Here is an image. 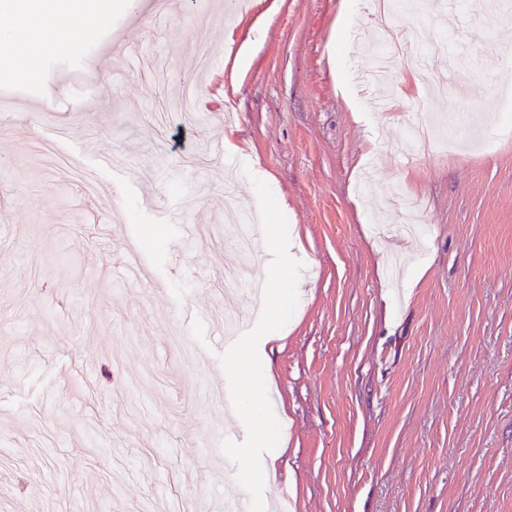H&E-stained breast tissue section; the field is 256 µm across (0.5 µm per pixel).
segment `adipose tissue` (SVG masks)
I'll list each match as a JSON object with an SVG mask.
<instances>
[{
    "label": "adipose tissue",
    "instance_id": "1",
    "mask_svg": "<svg viewBox=\"0 0 512 512\" xmlns=\"http://www.w3.org/2000/svg\"><path fill=\"white\" fill-rule=\"evenodd\" d=\"M136 0H0V15L19 18L0 32V70L35 76L43 56L71 48L78 36L101 26L117 9L133 10Z\"/></svg>",
    "mask_w": 512,
    "mask_h": 512
}]
</instances>
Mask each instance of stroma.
I'll return each instance as SVG.
<instances>
[{"label":"stroma","mask_w":512,"mask_h":512,"mask_svg":"<svg viewBox=\"0 0 512 512\" xmlns=\"http://www.w3.org/2000/svg\"><path fill=\"white\" fill-rule=\"evenodd\" d=\"M155 0L112 13L31 80L0 77V512H161L240 488L194 381L219 347L175 307L239 305L227 223L264 171L303 247L297 309L269 354L286 448L267 512H512V20L482 0L394 19L454 35L423 99L397 57L393 111L357 81L363 0ZM427 149L399 152L411 113ZM454 116L480 149L437 156ZM118 162L101 167L99 155ZM198 238L178 246L179 227ZM136 239L151 277L114 275Z\"/></svg>","instance_id":"stroma-1"}]
</instances>
